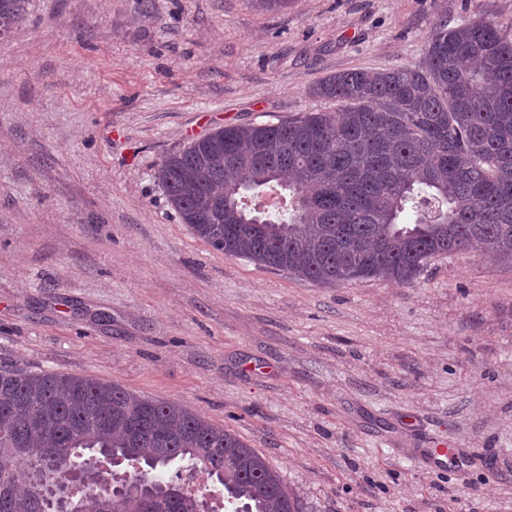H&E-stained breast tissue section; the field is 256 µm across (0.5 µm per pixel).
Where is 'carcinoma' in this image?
Returning a JSON list of instances; mask_svg holds the SVG:
<instances>
[{"label":"carcinoma","instance_id":"1","mask_svg":"<svg viewBox=\"0 0 512 512\" xmlns=\"http://www.w3.org/2000/svg\"><path fill=\"white\" fill-rule=\"evenodd\" d=\"M27 0H0V37ZM339 112L220 128L165 157L158 180L213 249L318 284H411L436 256L512 260V38L478 18L440 24L422 62L351 69L313 88ZM86 454L84 488L49 490ZM201 464L235 512H298L254 449L179 404L90 378L0 367V512H216L184 499ZM41 475L18 489L14 466Z\"/></svg>","mask_w":512,"mask_h":512}]
</instances>
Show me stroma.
I'll use <instances>...</instances> for the list:
<instances>
[{"mask_svg": "<svg viewBox=\"0 0 512 512\" xmlns=\"http://www.w3.org/2000/svg\"><path fill=\"white\" fill-rule=\"evenodd\" d=\"M476 18L512 36V0H30L0 38V367L180 403L302 512H512L511 261L315 284L214 250L157 178L216 129L336 111L324 78L418 64ZM440 442L467 466L423 464Z\"/></svg>", "mask_w": 512, "mask_h": 512, "instance_id": "1", "label": "stroma"}]
</instances>
